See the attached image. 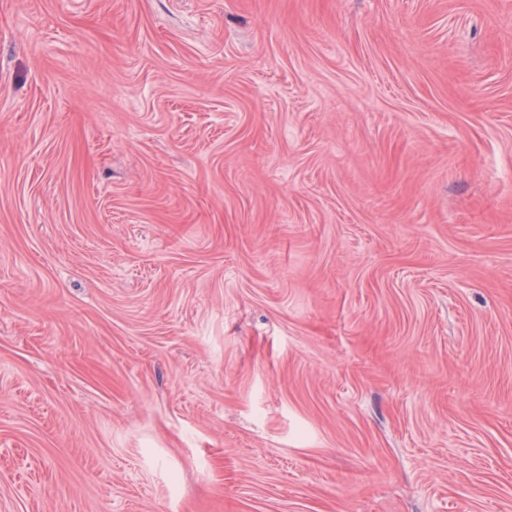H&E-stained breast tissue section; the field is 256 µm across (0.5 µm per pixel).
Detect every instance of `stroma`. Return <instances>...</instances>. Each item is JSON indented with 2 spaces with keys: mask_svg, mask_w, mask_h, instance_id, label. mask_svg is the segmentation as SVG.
<instances>
[{
  "mask_svg": "<svg viewBox=\"0 0 512 512\" xmlns=\"http://www.w3.org/2000/svg\"><path fill=\"white\" fill-rule=\"evenodd\" d=\"M0 512H512V0H0Z\"/></svg>",
  "mask_w": 512,
  "mask_h": 512,
  "instance_id": "obj_1",
  "label": "stroma"
}]
</instances>
